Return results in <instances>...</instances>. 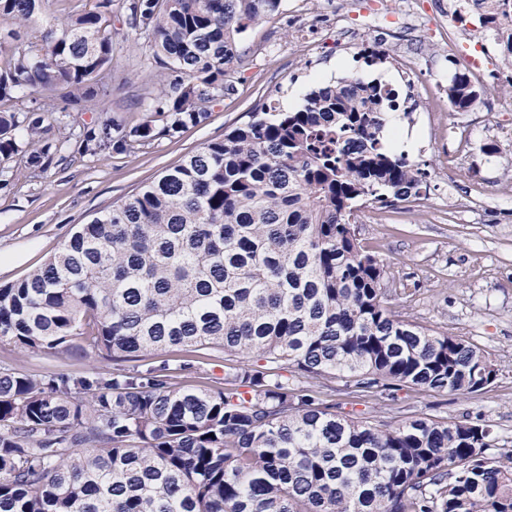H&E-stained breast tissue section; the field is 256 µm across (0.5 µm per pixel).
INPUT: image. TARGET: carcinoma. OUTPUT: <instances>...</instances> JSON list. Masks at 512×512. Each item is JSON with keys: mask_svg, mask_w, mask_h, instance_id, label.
<instances>
[{"mask_svg": "<svg viewBox=\"0 0 512 512\" xmlns=\"http://www.w3.org/2000/svg\"><path fill=\"white\" fill-rule=\"evenodd\" d=\"M47 2L0 0V17L40 25L0 29L14 39L0 42L3 188L69 144L130 153L203 123L249 64L238 36L282 6L122 0L160 96L135 125L70 129L66 113L112 92V0L62 19ZM468 7L511 68L512 0ZM482 93L458 73L446 97L468 112ZM401 103L353 75L297 110L263 104L0 285L1 348L112 362L75 377L0 365V512H512V452L481 423H376L323 399L328 386L379 402L469 395L497 376L480 346L394 310L391 271L356 236L358 210L429 188L431 172L392 147ZM50 116L67 135H51ZM169 349L198 375L200 351L224 354L222 385L178 386Z\"/></svg>", "mask_w": 512, "mask_h": 512, "instance_id": "1", "label": "carcinoma"}]
</instances>
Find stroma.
Returning <instances> with one entry per match:
<instances>
[{"mask_svg": "<svg viewBox=\"0 0 512 512\" xmlns=\"http://www.w3.org/2000/svg\"><path fill=\"white\" fill-rule=\"evenodd\" d=\"M399 0H283L278 14L250 29L240 48L252 64L236 75L235 92L214 107L206 122L175 137L161 138L134 153L84 156L68 150L37 178H18L0 189V254L16 256L0 285L15 282L48 259L73 232L144 181L181 163L203 144L220 140L260 100H278L282 109L299 107L319 80L349 74L393 84L408 80L417 109L400 130L415 133L404 148L429 166L430 190L415 207L361 209L356 232L396 284L409 290L411 319L439 332L462 336L488 351L499 372L486 391L461 396L446 392L400 391L395 400L343 398L342 408L373 421L435 415L482 418L500 443L512 449V92L491 86L468 112L441 105L425 111L427 100L442 97L452 77L466 71L462 55L451 54L432 28L420 29L397 13ZM112 39L122 46L112 65L116 88L94 111L72 113L82 125L102 116L133 124L154 105L159 87L148 79L151 51L112 9ZM383 42L391 55L413 62L407 76L393 64L365 66L364 43ZM496 145V153L485 150ZM0 362L33 374L79 375L109 369L106 361L71 352L19 353L0 349Z\"/></svg>", "mask_w": 512, "mask_h": 512, "instance_id": "1", "label": "stroma"}]
</instances>
